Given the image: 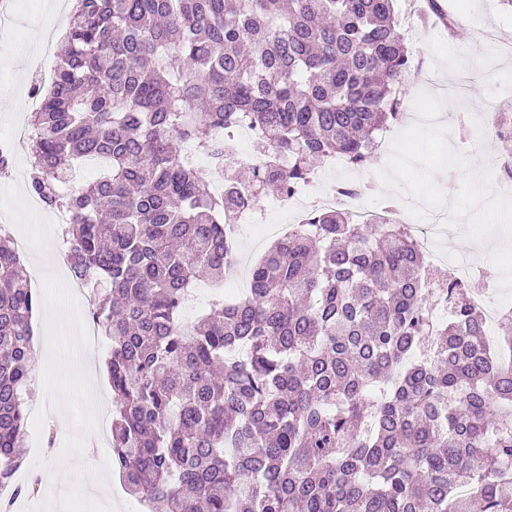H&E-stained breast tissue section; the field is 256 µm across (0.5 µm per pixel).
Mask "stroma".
<instances>
[{
  "label": "stroma",
  "mask_w": 512,
  "mask_h": 512,
  "mask_svg": "<svg viewBox=\"0 0 512 512\" xmlns=\"http://www.w3.org/2000/svg\"><path fill=\"white\" fill-rule=\"evenodd\" d=\"M5 2L12 22L7 30H0V144L14 143L15 153L10 175L0 174V219L22 247L21 258L27 263L31 285L45 304L33 331L54 337L53 353L42 354L30 375L31 384L43 382L51 388L50 393L36 396L31 413L41 416L42 428L53 434L54 443L42 457L26 450L25 468L43 477L41 498L46 512H66L70 491L81 483L82 473L95 470L101 471L104 483L98 488L86 487L93 507L108 501L112 512H138L139 502L126 492L117 472L100 467L97 458L79 454L90 440L89 422L99 419L102 412L101 402L86 400V380L68 351L70 329L84 321L86 308L83 302L67 305L60 298V285L53 278L58 234L51 229L49 210L39 207L27 190L28 147L16 139L32 110L30 95L37 85L34 72L43 60L41 48L55 44V31L65 29L70 0H61V7L52 14L42 10V0ZM457 3L443 0L444 9L457 16L454 28L438 19L424 31L413 32L411 44L422 62V78L406 83L401 102L407 110L420 92L446 97L440 121L450 128L452 147L467 152L468 133L481 125L484 114L496 111L502 102H512V59L499 56L495 46L479 47L475 40L486 30L512 39V8L502 0H468L461 11ZM388 157V147H381L363 166L332 171L328 182L356 183L366 186L368 195H376L382 190L377 172ZM501 243L496 235L482 243L473 242L468 237L467 220L460 219L429 245L428 252L435 268L442 271L452 258L477 261L482 276L496 283L500 273L491 254Z\"/></svg>",
  "instance_id": "obj_1"
}]
</instances>
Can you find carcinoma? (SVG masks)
<instances>
[{
  "label": "carcinoma",
  "mask_w": 512,
  "mask_h": 512,
  "mask_svg": "<svg viewBox=\"0 0 512 512\" xmlns=\"http://www.w3.org/2000/svg\"><path fill=\"white\" fill-rule=\"evenodd\" d=\"M76 2L30 113L28 190L70 214V278L98 291L126 491L166 512H512V323L491 346L407 225L315 210L244 296L182 320L200 276L224 287L239 210L330 156L365 165L398 120L412 54L394 0ZM241 123L262 129L246 181L214 136ZM494 127L512 142V105ZM89 158L104 173L72 185ZM39 309L0 233V485L24 462Z\"/></svg>",
  "instance_id": "cac0c4a2"
}]
</instances>
